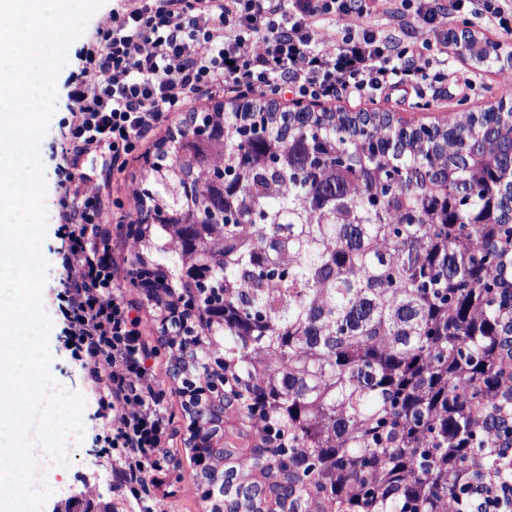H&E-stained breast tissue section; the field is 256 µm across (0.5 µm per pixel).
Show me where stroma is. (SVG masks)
<instances>
[{
  "label": "stroma",
  "instance_id": "stroma-1",
  "mask_svg": "<svg viewBox=\"0 0 512 512\" xmlns=\"http://www.w3.org/2000/svg\"><path fill=\"white\" fill-rule=\"evenodd\" d=\"M116 6L117 0H105L89 20L84 34L70 46L68 62L57 79V111L39 146L47 183V237L42 252L49 270L42 299L53 322L49 338L53 356L51 373L63 388L81 393L86 400L82 443L68 445L67 465L51 462L46 465V480L53 493L44 508L46 512H52L54 506L65 503L75 491L86 490L95 495L100 507L109 508L110 512H208L209 502L202 498L192 481L194 465L188 446L190 421L179 394L181 382L172 374L171 350L161 331L160 313L138 286L135 271L139 246L132 227L123 222L127 212L138 208L136 191L144 186L145 156L154 155L157 143L177 131L184 117L183 111L164 115L143 137L135 139L132 150L125 157L122 172H114L105 166L97 152L83 154L76 168L77 173L91 175L101 186V222L112 238V260L120 271V292L133 304L132 314L139 320L137 330L152 351L150 362L154 368L155 388L168 421L167 436L157 464L144 475L150 491L148 499H140L119 488L112 480L114 460L104 447V422L96 417L98 392L91 385L82 358L73 350L63 314L67 274L60 257L68 247V239L67 229L59 219L64 193L59 170L65 164L66 151L72 148L70 95L76 86V76L85 64L87 51L96 47L97 33L109 26ZM507 94L497 70L477 68L452 52L448 55V75L436 96L419 97L412 92L404 95L382 93L370 99L345 98L336 102L335 108L342 112H386L396 120L446 123L460 120L467 112L483 111L491 102Z\"/></svg>",
  "mask_w": 512,
  "mask_h": 512
}]
</instances>
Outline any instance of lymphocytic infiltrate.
Returning <instances> with one entry per match:
<instances>
[{"mask_svg": "<svg viewBox=\"0 0 512 512\" xmlns=\"http://www.w3.org/2000/svg\"><path fill=\"white\" fill-rule=\"evenodd\" d=\"M414 7L429 39L403 43L372 23L371 9L353 0H124L113 11L92 68L72 93V135L79 151L107 147L113 161L127 154L165 113L223 92L243 94L286 86L312 103L359 98L387 90L423 95L442 83L447 53L430 0ZM348 18L340 36H322L320 19ZM62 223L71 227L61 257L67 273L71 333L112 414L110 444L117 479L135 485L162 447L167 422L151 395L148 353L125 304L107 242H95L99 188L67 174ZM456 512H512V431H494L479 449L455 497Z\"/></svg>", "mask_w": 512, "mask_h": 512, "instance_id": "obj_1", "label": "lymphocytic infiltrate"}]
</instances>
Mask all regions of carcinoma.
Returning a JSON list of instances; mask_svg holds the SVG:
<instances>
[{
	"instance_id": "1",
	"label": "carcinoma",
	"mask_w": 512,
	"mask_h": 512,
	"mask_svg": "<svg viewBox=\"0 0 512 512\" xmlns=\"http://www.w3.org/2000/svg\"><path fill=\"white\" fill-rule=\"evenodd\" d=\"M460 122L450 144L378 112L218 103L156 144L140 264L160 309L187 306L182 387L224 398V512H446L507 419L512 124Z\"/></svg>"
}]
</instances>
